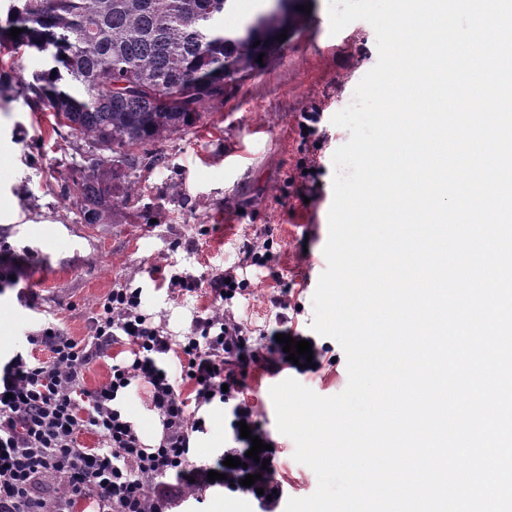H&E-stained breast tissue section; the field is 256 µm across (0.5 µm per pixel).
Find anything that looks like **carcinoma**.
Wrapping results in <instances>:
<instances>
[{"label":"carcinoma","instance_id":"obj_1","mask_svg":"<svg viewBox=\"0 0 512 512\" xmlns=\"http://www.w3.org/2000/svg\"><path fill=\"white\" fill-rule=\"evenodd\" d=\"M233 2L0 0V92L19 84L37 111L99 152L78 184L83 223L116 221L138 194L125 172L134 151L224 104L226 82L250 75L260 56L271 61L272 39L306 22L304 0H292L288 12L267 7L226 36L221 16ZM22 52L44 58L28 81L17 72Z\"/></svg>","mask_w":512,"mask_h":512}]
</instances>
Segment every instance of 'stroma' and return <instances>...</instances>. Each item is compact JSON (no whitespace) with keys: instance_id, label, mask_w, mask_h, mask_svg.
Here are the masks:
<instances>
[{"instance_id":"obj_1","label":"stroma","mask_w":512,"mask_h":512,"mask_svg":"<svg viewBox=\"0 0 512 512\" xmlns=\"http://www.w3.org/2000/svg\"><path fill=\"white\" fill-rule=\"evenodd\" d=\"M305 26L282 44L277 56L242 80L229 84L224 102L205 105L191 129L150 145L161 162L143 161L135 172L140 195L114 224L83 223L75 189L91 156L88 144L56 126L17 90L0 94V240L34 255L19 272L21 284L36 282L33 306L21 305L15 292L0 295V357L25 344V335L42 320L59 323L83 340L92 334L96 303L127 281L142 286V307L173 338L188 334L193 320L215 309L208 280L237 265L250 241L272 238L281 281L247 269L248 291L233 310L247 321L254 338L288 329L313 338L317 368L250 369L244 398L276 448L272 476L283 499L306 498L318 479L295 460V444L276 422L271 388L290 377L317 395L330 397L348 384L340 344L314 333L313 297L327 268L328 215L333 201V155L350 133L332 122L346 108L363 76L376 64L373 27L357 20L331 33L328 0H306ZM321 109L324 141L318 151L319 184L310 199L283 191L305 154L297 122L311 105ZM207 227L199 235V227ZM197 277L196 292L185 295L148 276L157 265ZM288 292L286 321H279L270 299ZM206 431L196 438L194 461L208 464L235 444L222 405L203 409ZM182 512H258L244 494L215 486L188 497Z\"/></svg>"}]
</instances>
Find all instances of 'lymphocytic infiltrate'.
I'll return each mask as SVG.
<instances>
[{
	"instance_id": "obj_1",
	"label": "lymphocytic infiltrate",
	"mask_w": 512,
	"mask_h": 512,
	"mask_svg": "<svg viewBox=\"0 0 512 512\" xmlns=\"http://www.w3.org/2000/svg\"><path fill=\"white\" fill-rule=\"evenodd\" d=\"M318 108L302 113L299 136L310 149L289 185L315 189L314 155L323 135ZM208 285L221 309L197 316L189 336L176 340L142 309V289L134 282L112 289L96 305L93 334L78 342L53 321L29 332L28 350L0 365V512H75L85 500L95 512H175L193 492L209 487V471L224 474L225 490L254 497L261 512H275L271 494L277 484L262 460L231 468L222 461L197 465L194 440L206 429L201 409L223 405L232 422L260 430L252 406L241 397L252 364L265 362L279 372L287 364L282 344L271 351L252 343L249 329L231 307L246 291L234 268L213 274ZM128 354L113 362L108 380L84 385L89 365L113 346ZM48 351V361L35 350ZM179 376H172L170 360ZM144 388L149 406L162 422V435L145 444L125 409L133 388ZM98 435L101 445L84 447L79 437ZM255 485L242 487L246 475Z\"/></svg>"
}]
</instances>
